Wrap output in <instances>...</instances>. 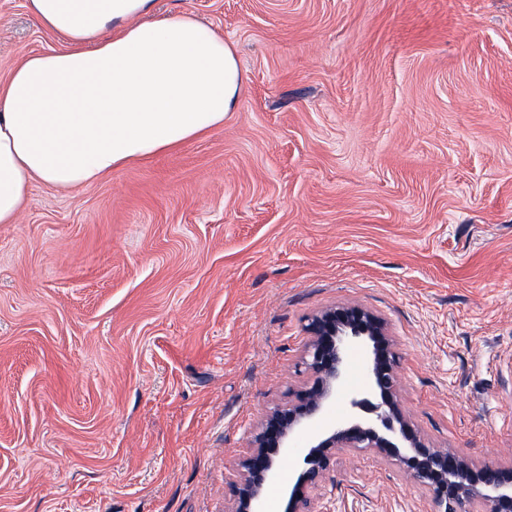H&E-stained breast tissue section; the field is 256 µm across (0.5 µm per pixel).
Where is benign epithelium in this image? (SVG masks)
<instances>
[{
  "label": "benign epithelium",
  "instance_id": "7a95c632",
  "mask_svg": "<svg viewBox=\"0 0 512 512\" xmlns=\"http://www.w3.org/2000/svg\"><path fill=\"white\" fill-rule=\"evenodd\" d=\"M306 332L307 380L295 402L266 416L250 452L240 459V487L231 512H264V491L277 481V459L290 450L291 435L325 417L342 393L350 352L368 344V381L350 398L351 413L345 421L312 435L304 469L286 492L285 512H313L312 493L333 471L341 448L368 450L395 461L428 491L439 512H477L479 506L489 512H512V464L478 465L450 448H436L404 416L396 356L381 317L359 306L331 307L313 316Z\"/></svg>",
  "mask_w": 512,
  "mask_h": 512
}]
</instances>
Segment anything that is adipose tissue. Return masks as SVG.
Listing matches in <instances>:
<instances>
[{"label": "adipose tissue", "instance_id": "ef3b65f1", "mask_svg": "<svg viewBox=\"0 0 512 512\" xmlns=\"http://www.w3.org/2000/svg\"><path fill=\"white\" fill-rule=\"evenodd\" d=\"M63 49L28 56L0 86V224L33 181L60 189L198 139L224 123L243 76L223 34L153 0H26Z\"/></svg>", "mask_w": 512, "mask_h": 512}]
</instances>
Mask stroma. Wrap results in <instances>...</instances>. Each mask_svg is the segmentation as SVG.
<instances>
[{
	"instance_id": "obj_1",
	"label": "stroma",
	"mask_w": 512,
	"mask_h": 512,
	"mask_svg": "<svg viewBox=\"0 0 512 512\" xmlns=\"http://www.w3.org/2000/svg\"><path fill=\"white\" fill-rule=\"evenodd\" d=\"M244 82L206 136L0 224V512H230L314 314L387 324L422 437L512 463V0H156ZM0 0V81L59 48ZM351 351L344 395L367 381ZM308 431L265 500L283 512ZM317 512H437L352 448Z\"/></svg>"
}]
</instances>
